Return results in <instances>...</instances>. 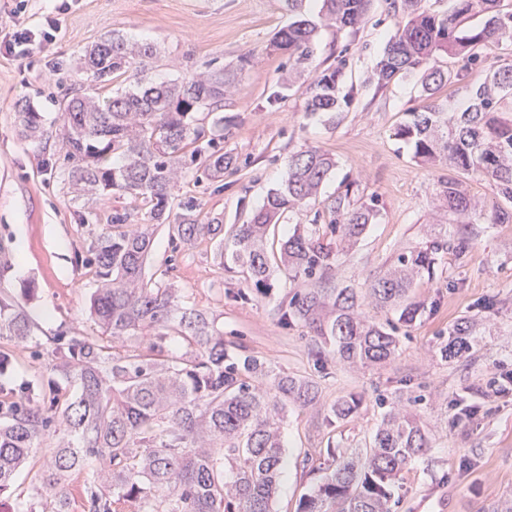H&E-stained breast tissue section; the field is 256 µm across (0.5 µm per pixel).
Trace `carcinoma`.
Returning <instances> with one entry per match:
<instances>
[{
    "label": "carcinoma",
    "instance_id": "cac0c4a2",
    "mask_svg": "<svg viewBox=\"0 0 512 512\" xmlns=\"http://www.w3.org/2000/svg\"><path fill=\"white\" fill-rule=\"evenodd\" d=\"M320 2L315 22L302 18L306 0H286L297 20L275 34L271 47L288 51L296 67L312 62L320 27L355 33L366 23L369 0ZM393 7L404 22L387 41L374 81L383 88L418 72L424 97L395 136L412 144L414 158L427 167L444 165L492 182L502 203L489 223L511 224L512 63L489 66L484 79L470 86L461 111L448 110L440 94L464 79V71L484 66L485 51L512 45V10L502 0H456L448 12L428 0H393ZM476 15L484 17L482 25L467 26ZM444 56L461 62L460 69L437 65ZM153 57L149 44L109 36L85 54L90 93L71 98L61 112L66 157L76 162L68 175L73 200L93 203L118 192L149 205V219L124 230L130 214H116L114 231L91 244L98 279L90 311L100 335L50 338L51 359L76 395L35 379L11 400L8 422L0 427V496L51 435L56 446L39 460L33 486L46 512H69L66 481L73 476L88 512H272L284 456L281 422L289 408L315 400V386L225 344L224 333L203 313L181 306L177 289L150 288L143 280L153 223L168 220V199L187 163L212 180L233 162L195 125V113L231 93L236 73L220 68L139 92L103 94L130 70L147 73ZM341 74L338 66L316 75L309 111H343L336 95ZM18 114L27 133L42 132V115L32 106L23 105ZM335 167V159L317 148L291 156L284 186L235 229L224 270L269 291L270 227L316 198ZM355 186L351 181L324 201L332 216L326 230L314 224L282 244L281 264L308 288L278 313L282 324L296 321L308 329L317 353L368 367L390 360L398 338L364 315L355 289L322 286L339 253L375 217L373 207L355 198ZM435 196L456 223H481L460 179L440 178ZM198 208L191 199L184 203V214L168 225L173 239L188 244L218 238L222 225L199 223ZM442 249L433 241L400 253L370 282L366 299L412 323L420 304L410 300L409 290L416 280L434 277ZM32 331L24 310L0 300L1 339L25 345ZM471 331L468 320L458 321L441 352L462 349ZM359 404L355 395L337 402L326 421L355 413ZM428 449L416 418L394 404L366 452L327 449L332 462L299 512H394L401 472Z\"/></svg>",
    "mask_w": 512,
    "mask_h": 512
}]
</instances>
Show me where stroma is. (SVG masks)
Instances as JSON below:
<instances>
[{
  "instance_id": "obj_1",
  "label": "stroma",
  "mask_w": 512,
  "mask_h": 512,
  "mask_svg": "<svg viewBox=\"0 0 512 512\" xmlns=\"http://www.w3.org/2000/svg\"><path fill=\"white\" fill-rule=\"evenodd\" d=\"M52 41L18 57H0V244L10 264L0 269V293L11 294L34 322V332L0 385L16 387L31 374H49L47 339L55 334L93 336L89 313L96 269L84 257L89 244L130 197L98 203L72 201L58 119L64 99L86 88L84 54L112 34L147 43L156 58V81L179 79L222 67L240 66L233 92L216 115L224 118L220 142L233 164L222 180L184 169L169 201L171 215L190 199L202 219L219 218L225 237L265 203L285 181L290 155L319 148L336 161L318 198L284 214L270 236L271 261L283 238L312 222L327 224L325 199L342 190L344 178L358 182L357 197L374 203L377 216L353 249L339 255L330 280L364 294L397 255L426 247L442 231L456 234L434 200L442 170L420 165L411 144L395 136L409 110L422 103L417 76L377 88L371 76L386 41L401 20L392 0H371L368 22L357 34L321 31L313 62L336 67L341 49L348 63L338 84L351 106L334 117L306 109L311 73L268 105L266 97L289 66L288 55L272 50L274 34L292 22L284 0H65ZM44 117V134L26 136L18 118L22 105ZM434 279L410 292L424 309L399 327V348L387 363L361 367L333 358L319 362L307 328L282 326L277 307L304 288L278 266L273 290L263 294L240 276L225 272L216 241L204 238L174 247L167 225L154 231L145 278L178 290L181 305L205 312L224 340L240 345L284 371L318 387L311 407L290 410L281 431L284 463L274 512H298L301 499L319 482L338 453L365 449L386 408L398 400L416 415L430 442L399 480L395 512H496L512 501V394L497 396L490 385L512 370V224H478L465 261L440 252ZM473 334L457 356L442 358L439 347L460 318ZM359 394L357 414L326 423L338 400Z\"/></svg>"
}]
</instances>
